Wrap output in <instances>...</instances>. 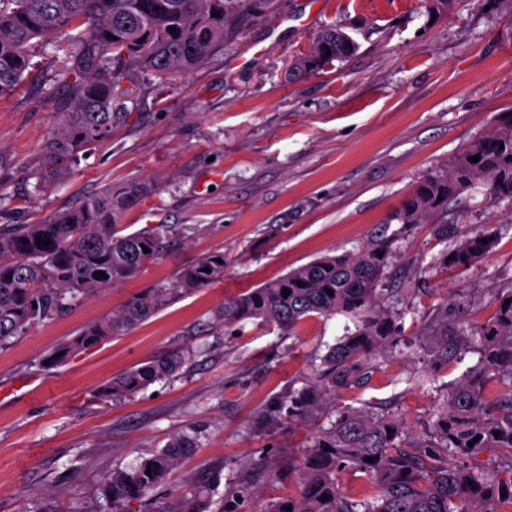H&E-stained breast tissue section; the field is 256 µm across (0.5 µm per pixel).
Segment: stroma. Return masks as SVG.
I'll return each instance as SVG.
<instances>
[{
	"mask_svg": "<svg viewBox=\"0 0 512 512\" xmlns=\"http://www.w3.org/2000/svg\"><path fill=\"white\" fill-rule=\"evenodd\" d=\"M355 49L318 73L291 66L327 29ZM128 114L63 182L38 192L29 174L57 110L30 83L0 98V224H37L107 187L140 183L119 216L134 232L189 225L135 278L103 287L0 349V512H154L188 484L206 512H267L295 494L317 433L336 415L288 422L289 398L318 378L329 346L358 316H314L292 336L258 320H215L226 297L258 288L324 255L355 254L382 228L396 231L381 300L399 332L366 383L344 403L390 411L425 437L449 384L474 354L451 357L434 380L424 331L439 311L449 327L479 326L496 294L512 291V200L478 186L407 234L393 218L429 172L512 112V8L486 14L481 0H271L265 14L175 83L132 72ZM497 230V244L466 271L438 263L448 242L434 229ZM213 252L224 279L54 368L39 362L57 343L168 284ZM174 352L172 376L135 395L103 400L112 377ZM176 435L195 440L146 497L115 504L104 478L137 465Z\"/></svg>",
	"mask_w": 512,
	"mask_h": 512,
	"instance_id": "obj_1",
	"label": "stroma"
}]
</instances>
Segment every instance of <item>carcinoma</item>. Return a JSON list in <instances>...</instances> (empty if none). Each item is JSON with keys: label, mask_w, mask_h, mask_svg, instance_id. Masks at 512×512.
I'll return each instance as SVG.
<instances>
[{"label": "carcinoma", "mask_w": 512, "mask_h": 512, "mask_svg": "<svg viewBox=\"0 0 512 512\" xmlns=\"http://www.w3.org/2000/svg\"><path fill=\"white\" fill-rule=\"evenodd\" d=\"M270 0H0V98L32 77L33 51L47 39H62L65 57L47 75L32 77L47 99L65 95L56 126L31 176L46 188L67 177L80 156L112 135L133 90L122 85L131 70L181 75L224 46L240 25L261 17ZM176 32H171V29ZM342 32H327L297 61L300 72H320L354 50ZM479 156V161L470 158ZM477 184L493 198L512 199V114L503 126L467 145L448 169L427 174L401 204L394 219L407 232L426 215ZM143 191L130 184L78 202L45 223L0 225V346L27 332L97 289L133 278L168 246L173 230L156 224L122 233L117 218ZM47 238L44 245L36 238ZM487 242H482V239ZM496 243L491 228L466 233L440 256V265L465 271ZM149 252H144L143 248ZM392 257V239L375 235L357 254L324 256L260 288L224 300L215 313L224 324L261 320L294 333L309 317L341 312L372 315L329 348L319 381L291 398L288 419L311 421L332 407L336 421L315 436L299 470L298 492L276 501L270 512H504L512 506V292L494 297L492 318L479 327L458 329L460 345L473 347L477 362L434 411L426 439L418 442L396 416L375 415L337 405L341 393L358 386L375 367L378 352L395 334L392 315L380 305L377 286ZM214 252L181 267L167 287L130 298L119 310L58 343L42 359L51 368L133 328L180 295L224 279ZM209 271H204V268ZM102 271L105 277L96 276ZM289 295H284L282 289ZM332 294H327L326 289ZM433 368L448 365V313H437L426 328ZM178 354L153 359L112 378L99 395H132L177 371ZM496 393L487 395L489 384ZM500 435H494V432ZM473 446H468V443ZM193 443L177 436L129 470L112 472V501L139 500L165 481ZM507 460L502 472L452 461L486 449ZM373 461L366 460V457ZM364 474L378 494L345 496L337 473ZM291 510H285L286 506ZM201 491L188 488L155 512H204Z\"/></svg>", "instance_id": "obj_1"}]
</instances>
